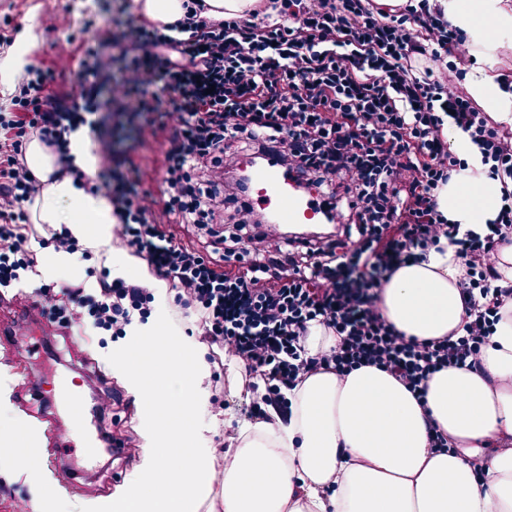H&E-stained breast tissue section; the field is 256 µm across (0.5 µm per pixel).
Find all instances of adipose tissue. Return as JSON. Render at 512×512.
<instances>
[{
  "mask_svg": "<svg viewBox=\"0 0 512 512\" xmlns=\"http://www.w3.org/2000/svg\"><path fill=\"white\" fill-rule=\"evenodd\" d=\"M475 44L485 24L512 21L504 0H436ZM466 168L439 192L451 222L475 230L494 219L498 183H487L480 149L451 130ZM44 187L31 207L37 224H63L95 248L109 241L112 200L82 181L57 174L37 140L26 150ZM463 268L454 247L399 267L378 290L384 317L406 337L427 342L461 334ZM476 368L451 366L431 375L424 399L390 373L363 366L339 376L302 375L286 393L289 416L277 409L240 421L224 450L222 512H512V303ZM438 431L447 449L431 447ZM484 461L478 480L474 461Z\"/></svg>",
  "mask_w": 512,
  "mask_h": 512,
  "instance_id": "1",
  "label": "adipose tissue"
}]
</instances>
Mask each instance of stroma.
<instances>
[{
	"mask_svg": "<svg viewBox=\"0 0 512 512\" xmlns=\"http://www.w3.org/2000/svg\"><path fill=\"white\" fill-rule=\"evenodd\" d=\"M87 5V0H0V20L11 19L14 40H26L32 67L51 72L50 87L55 92L77 96L82 91L81 51L70 36L78 29ZM48 12L65 16L66 24L54 30L45 29L40 19ZM111 126L117 170H124L126 163H133L139 171L140 189L162 197L166 133L138 141L136 119L119 114L113 116ZM33 298L32 285L25 279L0 294V377L4 378L10 392L16 416L32 424L38 440L47 442L52 435L60 440V447L51 449L41 465L60 497L69 499L68 486L77 483L85 490V502L110 503L131 484L145 451L143 405L128 380L107 360L108 353L117 347L116 341L92 329L84 333L59 329L42 318L29 322L25 304ZM21 328L30 329L35 339L60 349V362L31 357L25 344L12 341L11 332ZM206 350L209 376L203 380L202 390L212 417L205 420L201 438L204 447L214 451L212 469L219 476L224 472V425L247 416L249 405L235 400L222 405L212 403L211 373L220 370L224 350L215 344L207 345ZM60 374L73 378L88 405L106 406L105 420L90 414L86 422L89 426L101 427L110 438L124 442L126 454L116 457L106 449L99 455L93 470L87 472L77 467L80 451L69 444L68 411L55 395V378Z\"/></svg>",
	"mask_w": 512,
	"mask_h": 512,
	"instance_id": "obj_1",
	"label": "stroma"
}]
</instances>
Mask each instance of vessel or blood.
Here are the masks:
<instances>
[{"mask_svg":"<svg viewBox=\"0 0 512 512\" xmlns=\"http://www.w3.org/2000/svg\"><path fill=\"white\" fill-rule=\"evenodd\" d=\"M250 202L268 213L275 224H314L322 210L314 197L302 194L293 187L291 179L283 170L279 159L269 155L261 162L250 164ZM55 393L71 413L75 427L74 439L83 451L86 461H93L101 448V439L86 429L83 424L84 408L79 394L69 378L59 379Z\"/></svg>","mask_w":512,"mask_h":512,"instance_id":"vessel-or-blood-1","label":"vessel or blood"}]
</instances>
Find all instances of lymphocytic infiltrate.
I'll list each match as a JSON object with an SVG mask.
<instances>
[{"label": "lymphocytic infiltrate", "instance_id": "f902f5d3", "mask_svg": "<svg viewBox=\"0 0 512 512\" xmlns=\"http://www.w3.org/2000/svg\"><path fill=\"white\" fill-rule=\"evenodd\" d=\"M204 9L199 2L167 25L130 19L117 34L87 12L78 97L50 91L48 73L23 75L0 113V288L38 275L37 253L20 231L42 189L27 144L39 140L58 173H75L67 136L94 115L95 178L111 192L117 235L171 284L180 309L193 310L200 338L263 381L254 418L269 406L287 410L285 390L322 367L342 375L373 365L418 398L435 372L477 367L512 301V282L495 266L498 246L512 241V134L474 104L448 63L469 58L464 33L430 0H406L391 13L373 0H259L224 20ZM420 60L419 76L412 64ZM118 112L139 117L140 140L170 130L162 198L139 191L137 169L113 172L107 118ZM452 126L481 149L488 179L503 186L496 217L479 232L438 209L441 188L464 166L448 144ZM240 150L277 155L298 186L337 199L335 235L289 238L282 225L258 220L241 182L227 176ZM228 209L233 232L215 234ZM173 216L212 235L221 256L163 230ZM393 224L402 232L390 238ZM444 240L464 268L466 322L458 337L419 342L386 320L377 292L401 264L425 259ZM97 282L92 292L81 281L37 287L48 322L122 336L151 316L149 285L104 266ZM315 323L338 342L313 357L304 343Z\"/></svg>", "mask_w": 512, "mask_h": 512}]
</instances>
